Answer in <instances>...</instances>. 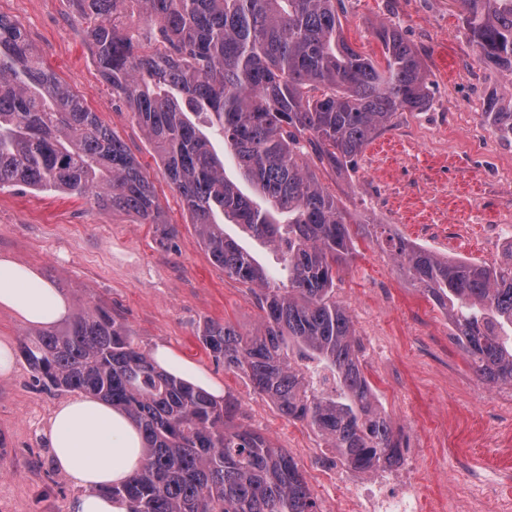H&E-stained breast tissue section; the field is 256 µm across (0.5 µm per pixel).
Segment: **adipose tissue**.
<instances>
[{"mask_svg": "<svg viewBox=\"0 0 512 512\" xmlns=\"http://www.w3.org/2000/svg\"><path fill=\"white\" fill-rule=\"evenodd\" d=\"M0 307L30 325L66 319V296L31 267L0 259ZM56 467L77 487L69 512H127L108 487L127 482L143 462V436L123 412L90 395L60 404L46 434Z\"/></svg>", "mask_w": 512, "mask_h": 512, "instance_id": "adipose-tissue-1", "label": "adipose tissue"}]
</instances>
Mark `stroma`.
I'll return each mask as SVG.
<instances>
[{
	"mask_svg": "<svg viewBox=\"0 0 512 512\" xmlns=\"http://www.w3.org/2000/svg\"><path fill=\"white\" fill-rule=\"evenodd\" d=\"M350 44L374 60L373 30L397 22L419 53L430 102L402 112L354 165L320 172L358 224H389L439 256L491 263L512 226V145L485 123L492 92L512 80L482 64L455 0H345ZM0 13L27 30L44 63L130 148L155 186L178 234L161 243L154 225L54 192L0 190V259L33 267L71 307L102 305L133 331L145 351L174 346L237 399L241 422L288 449L319 512L336 490L324 483L323 440L288 420L248 381L214 362L198 341L210 321L253 330L256 295L215 266L152 146L125 104L102 80L72 0H0ZM336 275V301L352 318L364 372L407 447L398 472L415 480L427 512H496L512 500V389L479 380L451 338L444 314L376 237ZM65 392H47L23 358L0 375V512H68L77 489L45 441Z\"/></svg>",
	"mask_w": 512,
	"mask_h": 512,
	"instance_id": "obj_1",
	"label": "stroma"
}]
</instances>
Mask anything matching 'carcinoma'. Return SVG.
Here are the masks:
<instances>
[{
	"label": "carcinoma",
	"mask_w": 512,
	"mask_h": 512,
	"mask_svg": "<svg viewBox=\"0 0 512 512\" xmlns=\"http://www.w3.org/2000/svg\"><path fill=\"white\" fill-rule=\"evenodd\" d=\"M101 78L152 145L213 263L259 288L260 326L210 322L199 340L280 413L302 422L355 472L403 462L378 405L336 270L355 234L317 172L355 162L430 85L401 28L375 30L383 63L347 41L344 0H72ZM485 65L512 77V0H456ZM485 119L512 142V94ZM224 139L258 204L225 175L205 130ZM24 186L92 201L177 236L126 143L56 77L26 30L0 14V190ZM268 245L287 282L224 232ZM400 267L443 311L473 372L512 388V240L494 263L442 258L374 224ZM19 352L47 391L124 412L145 440L140 470L110 493L128 512H319L292 455L244 426L239 406L160 369L112 311L78 310Z\"/></svg>",
	"instance_id": "carcinoma-1"
}]
</instances>
